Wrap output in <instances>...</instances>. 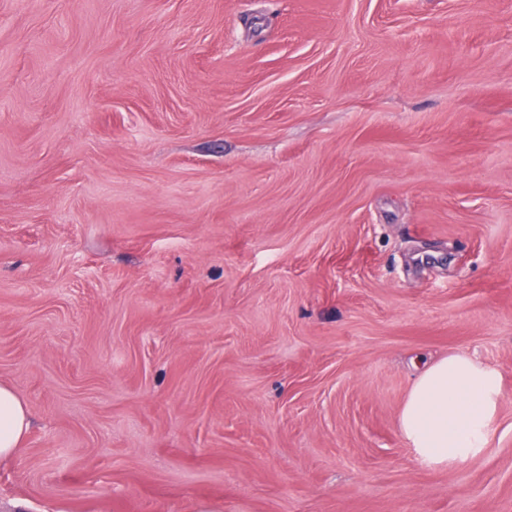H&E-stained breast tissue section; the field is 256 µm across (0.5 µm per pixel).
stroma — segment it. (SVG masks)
<instances>
[{
  "label": "stroma",
  "mask_w": 512,
  "mask_h": 512,
  "mask_svg": "<svg viewBox=\"0 0 512 512\" xmlns=\"http://www.w3.org/2000/svg\"><path fill=\"white\" fill-rule=\"evenodd\" d=\"M0 382V512H512V0H0ZM502 398L499 373L462 354L428 364L400 411V431L430 466L463 464L481 454ZM31 426L28 405L7 384H0V460L11 458Z\"/></svg>",
  "instance_id": "obj_1"
}]
</instances>
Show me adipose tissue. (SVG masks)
<instances>
[{
	"instance_id": "obj_1",
	"label": "adipose tissue",
	"mask_w": 512,
	"mask_h": 512,
	"mask_svg": "<svg viewBox=\"0 0 512 512\" xmlns=\"http://www.w3.org/2000/svg\"><path fill=\"white\" fill-rule=\"evenodd\" d=\"M502 398L499 373L462 354L428 364L400 411V431L415 457L430 466L458 465L481 454ZM31 426L24 399L0 384V460L11 458Z\"/></svg>"
}]
</instances>
